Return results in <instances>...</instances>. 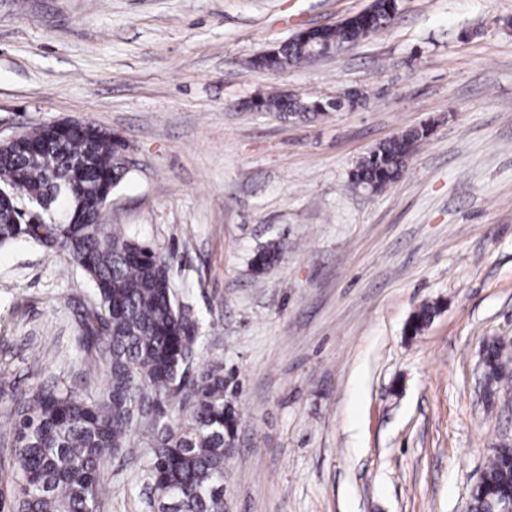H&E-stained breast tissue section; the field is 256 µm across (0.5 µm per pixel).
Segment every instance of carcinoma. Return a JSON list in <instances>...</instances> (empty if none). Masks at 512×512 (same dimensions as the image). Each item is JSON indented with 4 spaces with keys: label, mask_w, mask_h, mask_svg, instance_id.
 <instances>
[{
    "label": "carcinoma",
    "mask_w": 512,
    "mask_h": 512,
    "mask_svg": "<svg viewBox=\"0 0 512 512\" xmlns=\"http://www.w3.org/2000/svg\"><path fill=\"white\" fill-rule=\"evenodd\" d=\"M395 16L393 0H374L371 12L357 14L325 29L333 49L352 47L368 29L387 26ZM314 59L305 43L293 37L273 58L259 56V69H279ZM360 95L322 101L269 95L255 100L263 112L307 120L329 110L352 108ZM42 153L29 158L0 150V189L27 201L54 192L73 209L95 206L94 223L72 224L63 209L55 221L19 224L16 213L0 209V245L27 240L52 253L64 252L85 273L94 305L80 315L83 346L95 350V367L105 384L82 398L64 385L40 384L14 414L15 448L10 500L0 512H91L104 496L100 466L112 450L133 451L149 429V488L160 512H224V468L230 458L236 411L227 400L224 367L213 364L189 372L187 356L194 337L183 335L188 318L176 302L167 257L101 222L102 211L128 174L126 145L92 122L59 141L45 126L33 129ZM427 129L406 130L370 150L353 174V184L377 192L396 181ZM86 174L83 185L72 173ZM282 246L259 251L254 264L275 262ZM436 308L424 305L407 330L414 334L432 319ZM485 379L498 390L506 360L500 343L487 345ZM512 498V448L496 449L472 487V512H496Z\"/></svg>",
    "instance_id": "obj_1"
}]
</instances>
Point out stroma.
Returning <instances> with one entry per match:
<instances>
[{
    "label": "stroma",
    "instance_id": "1",
    "mask_svg": "<svg viewBox=\"0 0 512 512\" xmlns=\"http://www.w3.org/2000/svg\"><path fill=\"white\" fill-rule=\"evenodd\" d=\"M371 2L0 0V139L92 120L127 144L102 221L169 257L194 365L232 385L224 512H468L512 445V384L479 397L486 343L512 354V0H397L344 53L253 66ZM349 91L309 120L244 107ZM426 124L395 182L353 186L372 148ZM88 296L65 254L0 246L1 489L22 395L104 383L79 345ZM149 457L106 456L98 512H150Z\"/></svg>",
    "mask_w": 512,
    "mask_h": 512
}]
</instances>
